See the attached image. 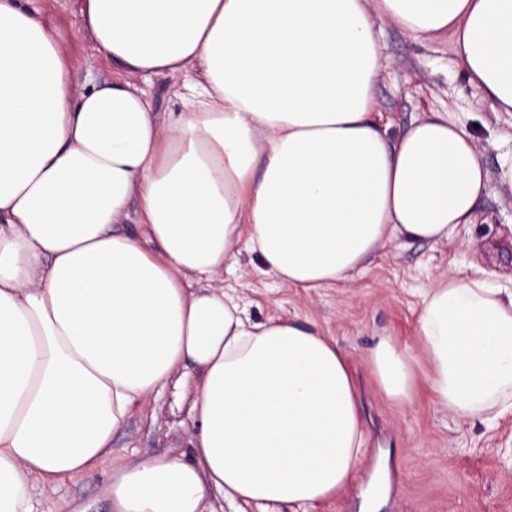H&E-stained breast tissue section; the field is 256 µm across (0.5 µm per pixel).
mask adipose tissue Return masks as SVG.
<instances>
[{
    "label": "adipose tissue",
    "instance_id": "ef3b65f1",
    "mask_svg": "<svg viewBox=\"0 0 512 512\" xmlns=\"http://www.w3.org/2000/svg\"><path fill=\"white\" fill-rule=\"evenodd\" d=\"M83 17L128 77L77 96L53 30L0 0V512L107 463L112 512L340 495L365 454L345 355L250 320L224 273L323 288L392 238L470 228L489 173L464 127L434 112L392 138L371 117L375 27L447 40L512 112V0H84ZM192 70L164 121L132 82ZM418 336L420 354L372 353L390 400L411 402L422 358L443 411L512 415V288L438 276ZM188 364L191 457L113 463L114 432Z\"/></svg>",
    "mask_w": 512,
    "mask_h": 512
}]
</instances>
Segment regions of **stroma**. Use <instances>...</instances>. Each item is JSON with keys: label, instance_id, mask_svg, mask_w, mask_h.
Segmentation results:
<instances>
[{"label": "stroma", "instance_id": "obj_1", "mask_svg": "<svg viewBox=\"0 0 512 512\" xmlns=\"http://www.w3.org/2000/svg\"><path fill=\"white\" fill-rule=\"evenodd\" d=\"M84 0H31L32 9L53 26L62 52L75 66L73 91L124 79L121 65L107 58L83 25ZM376 37L385 77L376 91L374 119L397 136L417 116L454 112L469 129L492 179L478 203L479 221L445 244L398 238L355 272L351 282L315 291L270 279H250L241 288L256 321L288 317L320 326L348 357L360 396L368 455L389 454L402 480L379 512H512V416L494 429L448 416L430 389L429 368H415L410 403L389 400L376 384L370 355L381 338L418 350L416 328L422 295L444 271L491 275L512 283V189L499 183V157L512 150V112L493 111L473 88L449 45L420 42L389 23ZM180 383H169L148 406L134 413L112 437L118 463L147 457L186 455L193 428L190 404L193 367ZM112 468L66 478L54 492H31L34 512H111Z\"/></svg>", "mask_w": 512, "mask_h": 512}]
</instances>
